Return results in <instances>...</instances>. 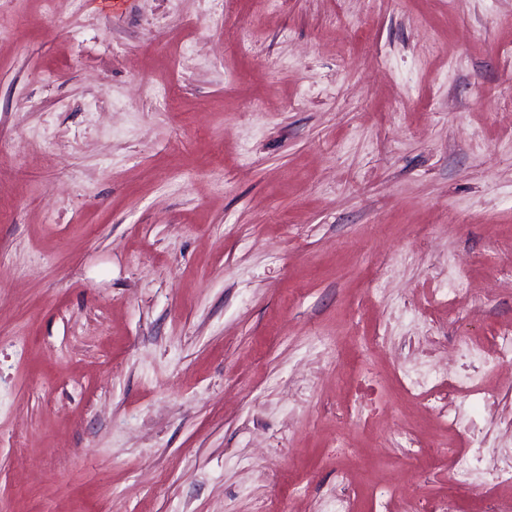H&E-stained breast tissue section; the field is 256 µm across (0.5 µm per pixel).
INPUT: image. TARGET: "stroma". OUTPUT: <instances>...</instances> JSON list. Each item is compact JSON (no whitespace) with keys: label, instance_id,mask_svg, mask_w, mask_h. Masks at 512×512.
<instances>
[{"label":"stroma","instance_id":"stroma-1","mask_svg":"<svg viewBox=\"0 0 512 512\" xmlns=\"http://www.w3.org/2000/svg\"><path fill=\"white\" fill-rule=\"evenodd\" d=\"M44 11L0 0V512H375L358 454L446 497L400 377L512 327V0Z\"/></svg>","mask_w":512,"mask_h":512}]
</instances>
